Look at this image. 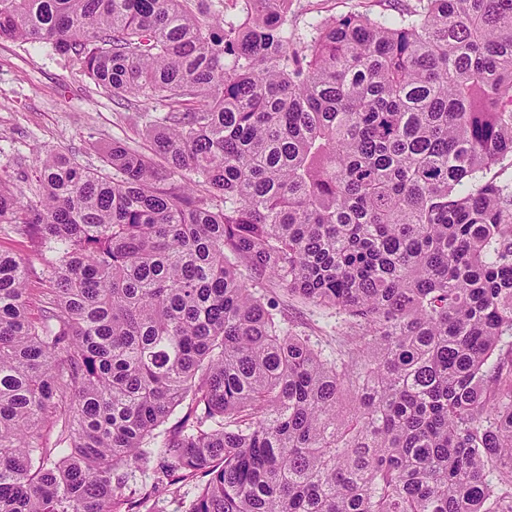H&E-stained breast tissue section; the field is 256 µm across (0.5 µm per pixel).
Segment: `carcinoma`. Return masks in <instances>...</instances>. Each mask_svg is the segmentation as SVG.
Returning <instances> with one entry per match:
<instances>
[{"instance_id": "obj_1", "label": "carcinoma", "mask_w": 512, "mask_h": 512, "mask_svg": "<svg viewBox=\"0 0 512 512\" xmlns=\"http://www.w3.org/2000/svg\"><path fill=\"white\" fill-rule=\"evenodd\" d=\"M243 2L0 0L151 143L0 178V512H512V0ZM398 6L393 0H293L288 10V30L298 29L306 33L309 23L350 13L364 14L373 19L391 18L397 15L395 7ZM0 248L13 252L27 264L32 272L30 288H36L37 284L35 281L37 279L35 277V271H38L40 268V261L35 254L34 247L30 240L15 234H11L10 236L0 234ZM276 295L280 301H287L285 304L293 305L288 308L290 316L297 317L304 323V327L301 329L305 330L307 334L312 337V340H318L323 346V353L325 356H329L334 349V344L331 336H336L334 333V327L336 325V317L329 315L322 310L305 306L294 300H289L288 296L282 289H275ZM155 468H157L156 461H154L152 469L148 470L144 474H141V476L137 475L136 488L138 490L141 489V492L144 493L145 489H149V486L153 479V471ZM145 485L147 486L146 488ZM179 486L180 489L178 490L177 493L161 497V499L159 500L158 503H156L155 506L153 505V498L145 505H139V502L137 501L141 497V492L137 491L138 494L135 495V498L132 500L133 502L136 503L127 505V509H130V512H146L149 510L153 512H183L186 509V506H188L196 489L194 487V484L192 483H189L188 485L179 484ZM142 487H144V490L142 489Z\"/></svg>"}]
</instances>
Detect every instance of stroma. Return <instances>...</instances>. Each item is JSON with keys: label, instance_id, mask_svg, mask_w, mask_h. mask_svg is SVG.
<instances>
[{"label": "stroma", "instance_id": "stroma-1", "mask_svg": "<svg viewBox=\"0 0 512 512\" xmlns=\"http://www.w3.org/2000/svg\"><path fill=\"white\" fill-rule=\"evenodd\" d=\"M395 7L394 0H293L288 27L303 33L310 23L350 13L391 18ZM115 140L142 152L150 146L133 113L93 83L72 76L47 51L0 45V178L23 192L46 152L64 150L95 165L99 151ZM289 313L322 344L324 354H331L334 316L298 302Z\"/></svg>", "mask_w": 512, "mask_h": 512}]
</instances>
